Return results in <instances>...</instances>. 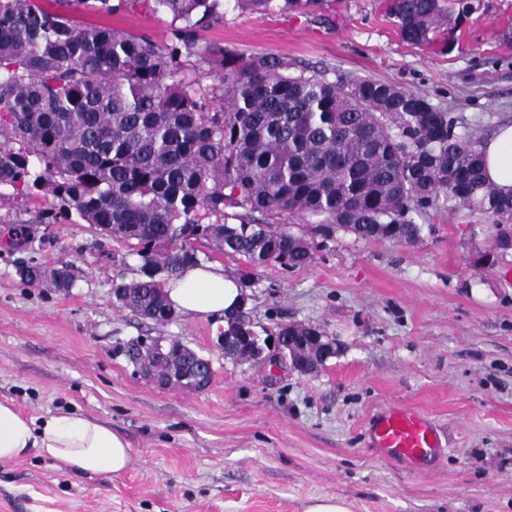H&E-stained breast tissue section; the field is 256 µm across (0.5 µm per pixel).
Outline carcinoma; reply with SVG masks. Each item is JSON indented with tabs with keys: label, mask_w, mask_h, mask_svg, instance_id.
I'll list each match as a JSON object with an SVG mask.
<instances>
[{
	"label": "carcinoma",
	"mask_w": 512,
	"mask_h": 512,
	"mask_svg": "<svg viewBox=\"0 0 512 512\" xmlns=\"http://www.w3.org/2000/svg\"><path fill=\"white\" fill-rule=\"evenodd\" d=\"M138 0H0V187L52 194L60 209L134 241L138 277L112 280V299L157 327L176 311L164 285L200 263L182 243L204 220L217 250L252 272L272 262H313L319 244L342 231L357 240L414 244L417 219L446 198L502 226L512 196L486 180L482 137L456 131L455 117L424 95L370 78L317 72L270 54L246 55L199 32L224 22V0H144L166 14L170 37L152 40L84 22L78 11L124 13ZM403 41L430 44L475 10L457 0H387ZM272 0H234L242 12ZM323 0H281L288 13ZM193 60L216 82L188 80ZM264 220L254 218V214ZM310 224L296 235L271 225L284 216ZM493 269L503 255H472ZM251 317L224 315V335ZM320 326L279 323L309 336ZM186 370L209 384L210 359L188 348Z\"/></svg>",
	"instance_id": "carcinoma-1"
}]
</instances>
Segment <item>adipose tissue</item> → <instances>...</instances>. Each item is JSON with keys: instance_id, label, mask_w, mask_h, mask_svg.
Here are the masks:
<instances>
[{"instance_id": "adipose-tissue-1", "label": "adipose tissue", "mask_w": 512, "mask_h": 512, "mask_svg": "<svg viewBox=\"0 0 512 512\" xmlns=\"http://www.w3.org/2000/svg\"><path fill=\"white\" fill-rule=\"evenodd\" d=\"M486 175L505 195H512V122L499 125L482 143ZM165 291L173 308L190 317L221 321L238 307L243 291L217 263L186 266ZM37 449L65 470L94 476L118 475L133 464L126 439L102 422L76 412L28 418L0 401V463Z\"/></svg>"}]
</instances>
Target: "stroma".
<instances>
[{"label": "stroma", "mask_w": 512, "mask_h": 512, "mask_svg": "<svg viewBox=\"0 0 512 512\" xmlns=\"http://www.w3.org/2000/svg\"><path fill=\"white\" fill-rule=\"evenodd\" d=\"M103 22L155 41L169 29L141 5ZM201 36L330 80L352 74L428 95L484 137L512 121V0H478L449 47L403 41L386 0H326L298 16L229 5ZM59 207L49 194L0 188V399L35 418L71 410L105 423L134 463L86 477L28 453L0 464V512H305L316 497L351 512H512V249L489 271L467 263L497 241L487 218L444 200L416 244L339 231L308 266L254 272L257 325L316 324L336 342L303 375L225 360L213 321L181 314L158 328L119 309L112 280L136 277V244ZM63 262L74 278L66 293L16 273ZM158 334L211 359L205 390L159 388L120 351ZM392 404L438 426L444 455L432 471L371 448L367 422Z\"/></svg>", "instance_id": "stroma-1"}]
</instances>
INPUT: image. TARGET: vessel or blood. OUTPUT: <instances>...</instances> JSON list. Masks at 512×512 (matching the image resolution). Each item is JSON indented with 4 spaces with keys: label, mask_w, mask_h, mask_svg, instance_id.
Masks as SVG:
<instances>
[{
    "label": "vessel or blood",
    "mask_w": 512,
    "mask_h": 512,
    "mask_svg": "<svg viewBox=\"0 0 512 512\" xmlns=\"http://www.w3.org/2000/svg\"><path fill=\"white\" fill-rule=\"evenodd\" d=\"M372 447L391 458L415 463L441 457L443 445L435 425L423 415L394 407L369 426Z\"/></svg>",
    "instance_id": "obj_1"
}]
</instances>
